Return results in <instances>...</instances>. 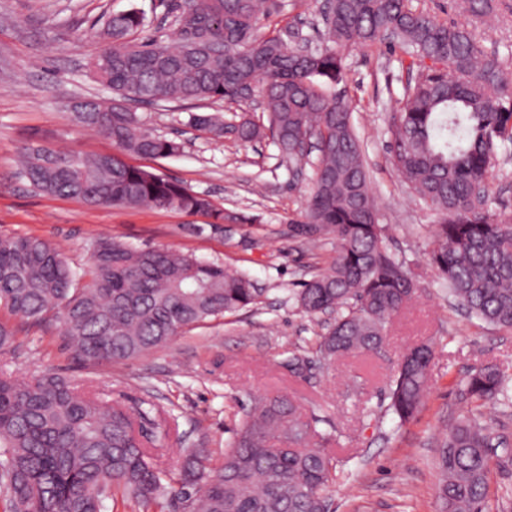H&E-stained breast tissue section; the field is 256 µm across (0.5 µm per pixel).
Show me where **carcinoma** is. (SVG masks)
<instances>
[{"mask_svg":"<svg viewBox=\"0 0 512 512\" xmlns=\"http://www.w3.org/2000/svg\"><path fill=\"white\" fill-rule=\"evenodd\" d=\"M276 0H180L172 11L176 42L140 41L146 15L110 17L112 44L88 63L114 95L113 104L73 112L78 126L112 140L116 153L76 155L43 146L22 154L20 177L52 195L89 206H153L210 214L237 223L250 218L215 210L208 199L125 154L167 158L182 145L156 135L126 104L157 105L254 95L267 123L225 125L218 114H195V126L244 142L271 135L296 165L315 168L303 220L292 232L315 244L336 239L329 265L302 283L297 303L333 322L320 341L323 359L373 353L391 317L417 288L408 264L389 254L349 101L330 94L346 83L341 49L399 48L411 58L403 96L388 133L393 164L433 207L430 262L471 315L512 328V216L485 208L496 142L512 143V72L487 52L471 25L446 23L413 0H321L326 45L299 54L297 31L260 33ZM459 13L485 23L512 13V0H457ZM246 274L168 248L134 250L114 238L93 245L91 267L74 270L38 237H0V309L41 323L58 314L60 335L83 362L137 359L168 344L183 328L257 303ZM432 349L407 351L397 365L389 410L400 423L422 405ZM466 394L508 397L499 370L471 373ZM100 404L69 382L44 375L0 376V484L5 512H120L135 503L160 512H330L324 491L335 466L317 446V432L282 396L261 398L214 461L199 449L179 472L156 467L136 426L146 420ZM492 439L462 417L439 443L443 512H483Z\"/></svg>","mask_w":512,"mask_h":512,"instance_id":"obj_1","label":"carcinoma"}]
</instances>
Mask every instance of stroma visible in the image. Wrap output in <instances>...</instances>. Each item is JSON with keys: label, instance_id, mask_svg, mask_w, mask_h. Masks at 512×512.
Instances as JSON below:
<instances>
[{"label": "stroma", "instance_id": "obj_1", "mask_svg": "<svg viewBox=\"0 0 512 512\" xmlns=\"http://www.w3.org/2000/svg\"><path fill=\"white\" fill-rule=\"evenodd\" d=\"M173 0H0V235L37 236L57 246L72 267L89 268L90 245L114 236L138 249L169 248L248 274L260 290L255 307L185 328L166 347L136 360L91 366L58 336V323L17 324L14 345L0 351V375L28 380L46 371L79 390L128 412L148 409L168 435L149 445L152 462L177 470L186 449L221 458L244 408L260 397L292 400L315 425L336 463L326 491L331 512H439L437 441L458 417L473 412L493 436L507 440L489 461L485 512H512V407L468 400L465 380L496 365L512 379V330L470 315L450 297L429 264L437 212L404 183L392 165L387 128L402 93L399 53L349 47L343 54L349 98L386 245L406 259L418 289L386 329L381 349L348 354L330 364L318 345L329 319L302 313L294 296L302 282L330 262L336 241L309 245L288 227L300 220L314 171L283 161L270 139L217 138L191 121L221 113L259 117L254 103H172L138 107L154 133L176 139L181 152L141 166L206 196L215 208L254 215L251 223H218L203 215L154 207H91L51 196L16 175L18 154L41 144L66 152H113L110 139L73 126L68 106L78 99L106 101L110 90L87 67L105 45L102 29L112 14L141 8L145 35L173 39L167 15ZM316 0L279 7L262 22L267 34L292 27L324 43ZM490 213L512 214V143L498 145ZM430 345L427 394L412 421L389 413V390L407 349Z\"/></svg>", "mask_w": 512, "mask_h": 512}]
</instances>
